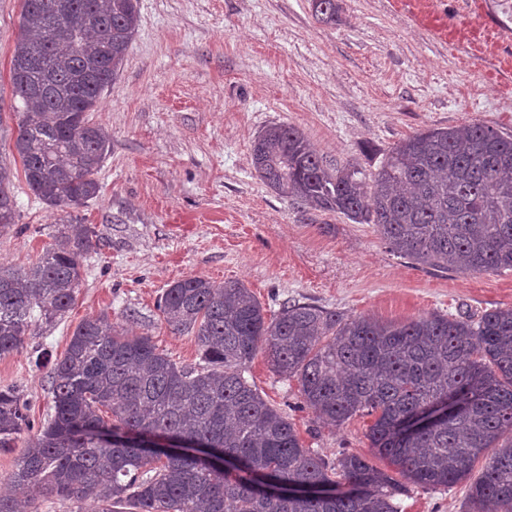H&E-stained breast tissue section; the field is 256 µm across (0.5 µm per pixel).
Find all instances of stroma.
<instances>
[{"instance_id": "stroma-1", "label": "stroma", "mask_w": 512, "mask_h": 512, "mask_svg": "<svg viewBox=\"0 0 512 512\" xmlns=\"http://www.w3.org/2000/svg\"><path fill=\"white\" fill-rule=\"evenodd\" d=\"M139 0L140 22L118 78L90 118L111 136L98 196L74 209L93 232L82 281L62 321L32 327L0 358V388L23 391L41 423L51 405L50 359L84 319L108 314L197 365L193 334L172 332L157 300L199 275L242 281L267 313L287 299L383 322L512 306V270L476 275L417 267L371 224L299 210L257 176L252 147L273 123L297 127L328 164L378 169L400 140L480 122L512 135V0ZM22 0H0V161L16 177V222L0 228V266L28 268L62 214L26 187L14 151L18 114L9 68ZM247 377L287 413L302 444L333 461L369 454L371 417L333 427L299 409L296 381L264 354ZM467 482L410 487L400 512H464Z\"/></svg>"}]
</instances>
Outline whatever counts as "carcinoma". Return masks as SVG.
<instances>
[{
	"label": "carcinoma",
	"mask_w": 512,
	"mask_h": 512,
	"mask_svg": "<svg viewBox=\"0 0 512 512\" xmlns=\"http://www.w3.org/2000/svg\"><path fill=\"white\" fill-rule=\"evenodd\" d=\"M12 54L21 102L15 149L28 189L66 211L97 197L111 150L96 110L138 28L139 0H22ZM336 19V0H313ZM253 165L298 207L373 224L417 267L476 274L512 269V138L470 123L429 128L391 147L367 174L331 166L284 123L256 137ZM15 174L0 165V226L15 223ZM89 228L62 223L25 271L0 266V357L18 350L35 319L52 325L74 305ZM165 323L195 336L202 363L178 364L149 336H129L101 314L77 325L51 368L53 413L34 428L20 389H0V451L29 437L9 481L77 512H399L407 484L470 480L466 512H512V307L478 317L423 315L379 322L287 301L268 317L244 283L189 276L158 300ZM298 383L301 408L338 427L372 416L373 455L328 461L245 373L258 352ZM458 396L460 407L418 429L404 422ZM202 443L235 475L195 455L153 456L134 443L102 444L98 428ZM484 464L472 475L478 460Z\"/></svg>",
	"instance_id": "carcinoma-1"
}]
</instances>
